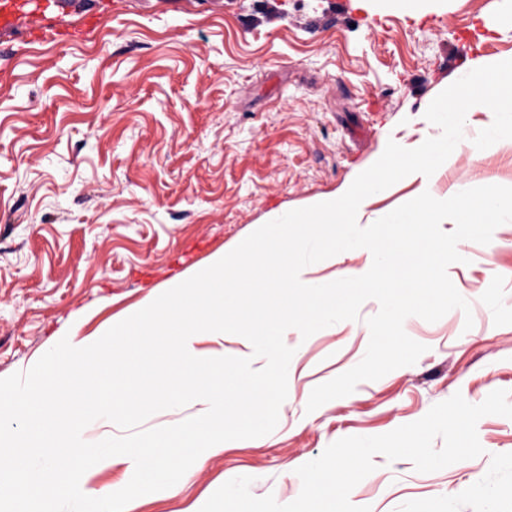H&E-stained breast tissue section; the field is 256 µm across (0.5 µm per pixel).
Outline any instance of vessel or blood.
I'll use <instances>...</instances> for the list:
<instances>
[{"mask_svg": "<svg viewBox=\"0 0 512 512\" xmlns=\"http://www.w3.org/2000/svg\"><path fill=\"white\" fill-rule=\"evenodd\" d=\"M75 17L85 38H94L102 12H89L82 0H0V40L26 34L54 41L61 34L66 17Z\"/></svg>", "mask_w": 512, "mask_h": 512, "instance_id": "1", "label": "vessel or blood"}]
</instances>
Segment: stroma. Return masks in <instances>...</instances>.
I'll list each match as a JSON object with an SVG mask.
<instances>
[{"mask_svg": "<svg viewBox=\"0 0 512 512\" xmlns=\"http://www.w3.org/2000/svg\"><path fill=\"white\" fill-rule=\"evenodd\" d=\"M86 42L0 40V378L72 327L89 335L155 287L369 168L388 140L416 147L421 109L475 63L512 58V0H110ZM512 186V143L462 151L435 183ZM448 275L471 307L406 333L414 365L314 412L312 389L351 369L379 310L309 338L269 435L232 441L174 493L132 512H187L231 478L279 503L296 470L348 436H376L461 393L512 392V222L457 246ZM472 328H465V319ZM482 455L431 473L375 455L351 492L371 512H512V419L477 424Z\"/></svg>", "mask_w": 512, "mask_h": 512, "instance_id": "stroma-1", "label": "stroma"}]
</instances>
